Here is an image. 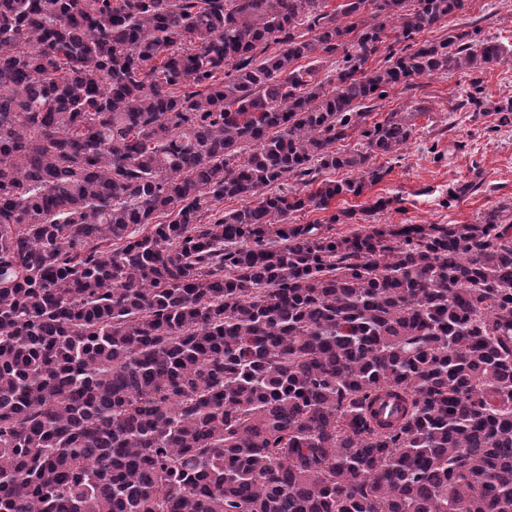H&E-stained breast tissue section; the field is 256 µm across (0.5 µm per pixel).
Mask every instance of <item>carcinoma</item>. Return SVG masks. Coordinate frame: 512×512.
Wrapping results in <instances>:
<instances>
[{"label": "carcinoma", "instance_id": "cac0c4a2", "mask_svg": "<svg viewBox=\"0 0 512 512\" xmlns=\"http://www.w3.org/2000/svg\"><path fill=\"white\" fill-rule=\"evenodd\" d=\"M330 2L0 0V512H512V206L289 220L381 179L416 78L512 124L507 50ZM485 95L493 102L512 98V57L483 75Z\"/></svg>", "mask_w": 512, "mask_h": 512}]
</instances>
